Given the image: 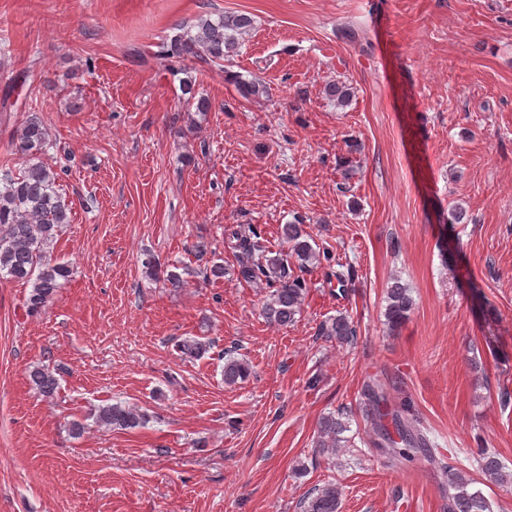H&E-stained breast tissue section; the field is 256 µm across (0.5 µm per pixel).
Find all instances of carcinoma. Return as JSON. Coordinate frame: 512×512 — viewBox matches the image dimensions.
Listing matches in <instances>:
<instances>
[{
	"instance_id": "cac0c4a2",
	"label": "carcinoma",
	"mask_w": 512,
	"mask_h": 512,
	"mask_svg": "<svg viewBox=\"0 0 512 512\" xmlns=\"http://www.w3.org/2000/svg\"><path fill=\"white\" fill-rule=\"evenodd\" d=\"M252 27L253 20L246 14L201 16L194 24L182 27L180 33L157 43L150 58L170 70L174 64L186 60L219 64L235 52ZM237 89L246 99L265 93V86L256 79L237 81ZM51 146L48 127L37 113L29 114L12 142L13 154L20 161L19 170L0 172V276L31 284L26 299V311L31 316L40 314L70 277L69 266L53 261L50 255L61 226L70 223L71 212L58 193L59 173L42 161ZM281 237L288 244L289 256L269 258L261 237L253 228L233 229L229 233L240 278L247 283L265 279L275 285L263 307L265 318L271 323L288 326L296 322L307 294L306 281L291 274L288 257L296 258L306 267L320 261V250L301 223L283 225ZM190 253L203 263L200 273L205 278L224 277L222 263L206 260L210 253L208 243L192 244ZM143 267L146 273L162 277L165 284L175 289L183 287L184 275L190 274L186 266L173 264L161 269L150 255L143 260ZM413 306L408 288L398 281L393 282L387 290L385 309L390 333H395L406 322ZM318 335L330 342L351 344L357 339V326L349 314L340 311L320 323ZM250 373L246 360L231 351L225 353L224 383L243 381ZM29 377L44 399L54 398L58 380L49 370L35 365L29 370ZM364 397L361 416L374 431L372 445L380 456L396 463L431 454V442L421 430L418 418L405 408H389L383 384L366 385ZM89 417L98 425L126 431L144 426L151 415L137 407L112 403L91 409ZM348 429L349 420L343 419V414L332 412L323 416L315 447L324 455H336L348 443L344 437ZM478 464L490 481L512 484V473L504 470L496 454L480 450ZM447 469V512H492V505L482 491L469 488L471 480L462 475L459 461L448 463ZM340 496L339 487L329 482L312 489L300 502V508L302 512H339Z\"/></svg>"
}]
</instances>
